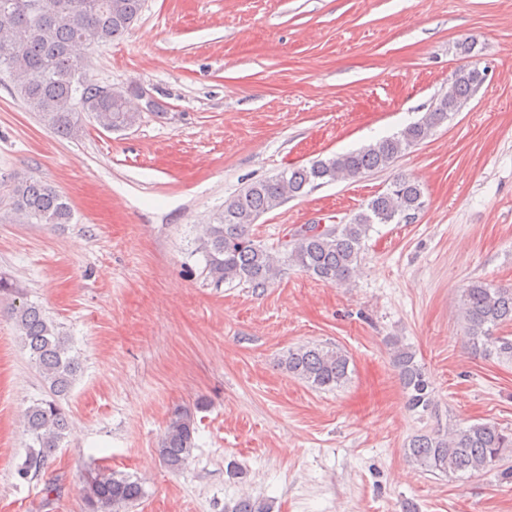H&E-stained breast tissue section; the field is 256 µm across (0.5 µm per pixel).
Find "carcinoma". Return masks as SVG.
I'll return each instance as SVG.
<instances>
[{
    "mask_svg": "<svg viewBox=\"0 0 512 512\" xmlns=\"http://www.w3.org/2000/svg\"><path fill=\"white\" fill-rule=\"evenodd\" d=\"M142 5L143 0H0V71L9 74L14 93L28 111L37 113L58 134H72L83 113L94 115L110 131L131 128L141 118L129 107V97L138 96L137 88L129 85L103 95L102 85L89 72L88 58L77 49L89 50L123 37L137 21ZM458 49L466 61L455 74L453 89L440 96L421 120L357 151L292 166L271 179L255 181L225 200L213 222L204 226L201 248L207 279L216 287L236 281L257 291L273 286L281 275V260L254 240L252 227L258 218L318 186L387 169L401 153L426 140L460 111L484 81V71L472 61L474 43L464 40ZM12 195L14 208L30 221L70 223L67 198L40 180L17 183ZM423 206L419 182L397 175L348 223L296 228L285 241V259L321 281L346 285L359 270L374 225L408 223ZM2 294L11 297L8 313L15 332L55 396L33 403L25 412L31 443L16 473L27 480L40 472L65 438L69 418L56 398L69 393L81 366L71 354L68 337L39 306L24 301L18 283L0 276ZM459 317L474 348L512 358V339L494 335L500 326L512 323V287L471 282L463 289ZM389 345L409 408L428 412L434 403L433 389L424 368L415 361V352L398 338ZM349 363L344 351L321 345L290 349L279 360V366L293 377L322 390L343 385ZM195 433L193 416L175 410L158 448L170 470L187 465L196 448ZM511 454L512 432L494 423L419 434L407 448L409 459L422 470L460 479L494 470ZM142 495V482L100 469L89 482L86 505L88 512H123ZM231 512H273V504L245 496Z\"/></svg>",
    "mask_w": 512,
    "mask_h": 512,
    "instance_id": "cac0c4a2",
    "label": "carcinoma"
}]
</instances>
